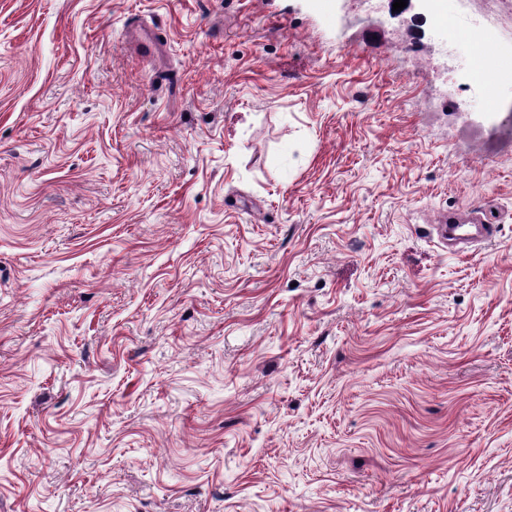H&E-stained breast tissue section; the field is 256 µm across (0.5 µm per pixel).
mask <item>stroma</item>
Segmentation results:
<instances>
[{"label":"stroma","mask_w":512,"mask_h":512,"mask_svg":"<svg viewBox=\"0 0 512 512\" xmlns=\"http://www.w3.org/2000/svg\"><path fill=\"white\" fill-rule=\"evenodd\" d=\"M478 40L0 0V512H512V81L423 109Z\"/></svg>","instance_id":"35a3bbf8"}]
</instances>
